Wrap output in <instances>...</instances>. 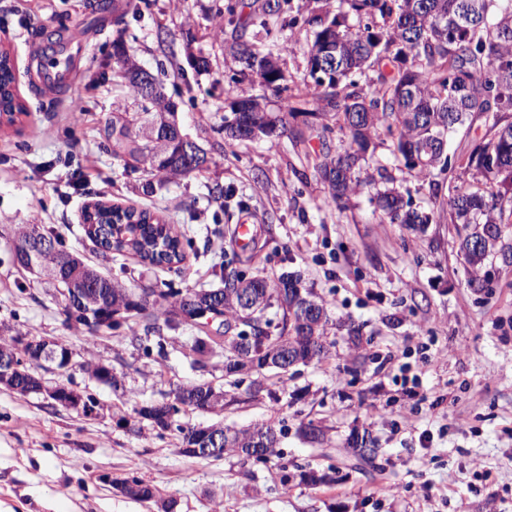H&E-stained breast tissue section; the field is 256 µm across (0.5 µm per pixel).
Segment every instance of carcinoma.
Returning <instances> with one entry per match:
<instances>
[{
	"label": "carcinoma",
	"instance_id": "carcinoma-1",
	"mask_svg": "<svg viewBox=\"0 0 512 512\" xmlns=\"http://www.w3.org/2000/svg\"><path fill=\"white\" fill-rule=\"evenodd\" d=\"M302 8L309 26V77L306 95L318 105L316 112H298L285 105L269 112L258 96H245L238 88H224L230 114L222 117L219 132L228 148L244 140L292 143L306 142L316 135L321 139L341 134L336 153H327L314 164L317 178L327 187V202L339 204L361 189L376 185L380 178L390 184L376 192V200L390 223L418 227L429 224L433 214L412 206V202L393 186L395 178L379 173L374 177L364 165L375 141L390 139L393 155L419 180L434 170L452 166L448 157V132L477 114L485 117L490 138L477 144L462 162L464 171L489 184L485 192L458 187L449 190L448 223L459 239L472 288L484 286L481 276L485 254L474 249V241L488 229L500 232V225L512 223V0H304ZM290 0H224L216 14L214 40L224 45V53L236 73L251 78L261 87L276 92L288 80L284 56L290 51L293 29L298 18L287 17ZM352 14L359 25H346ZM333 48L335 58L328 68H318L319 54ZM126 83V99L112 112L100 135L112 156L123 161L125 169L147 176L141 190L153 195L163 180L188 177L216 163L206 157L203 164L191 167L182 155L177 140V104L159 88L153 97L145 96L128 77L136 62L127 53L117 57ZM376 73L364 90L354 76L365 70ZM249 98L251 111L236 110L238 100ZM83 231L86 238L104 253H130L144 264L168 267L185 260L183 235L159 215L133 207L110 206L96 202L85 207ZM42 238L52 243L45 256L44 274L69 293L65 310L67 321L83 325L84 312L92 308L104 315L111 307L135 308L133 293L111 277L100 274L67 251L51 229ZM219 279L224 305L214 310L221 316L218 328L224 329V372L240 374L239 358L266 360L289 352L299 365L321 362L330 355L327 341L329 313L327 303L318 300L317 314L302 317L311 289L300 278L284 274L277 287L260 274L248 275L228 258L212 268ZM250 291L261 298L257 314L245 310L239 294ZM150 297L148 308L137 312L145 336L160 338L158 353L165 354L163 331L182 326L179 312L190 313L185 298L190 289L162 290L153 284L142 288ZM242 381L230 383L220 408L255 402L268 396L263 383L252 380L245 390ZM187 411L205 407L209 393L202 384L182 386L175 392ZM181 409L163 403L154 407L151 418L161 430L176 428L186 440V426L172 425L166 418ZM216 426L224 431V457H237L255 464L266 463L274 451L254 455L250 449L265 440L278 443L282 429L273 422H262L238 430ZM354 455L370 466L377 454L375 442L361 437L349 444ZM300 482L317 487L336 482V477L314 470H302Z\"/></svg>",
	"mask_w": 512,
	"mask_h": 512
}]
</instances>
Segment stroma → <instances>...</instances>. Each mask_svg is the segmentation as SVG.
I'll return each mask as SVG.
<instances>
[{"label": "stroma", "mask_w": 512, "mask_h": 512, "mask_svg": "<svg viewBox=\"0 0 512 512\" xmlns=\"http://www.w3.org/2000/svg\"><path fill=\"white\" fill-rule=\"evenodd\" d=\"M88 0H0V51L15 65L17 95L26 112L0 121V327L57 338L78 365L42 373L99 403L94 415L51 406L38 394L0 386V512H158L154 502L122 496L110 478L139 477L177 512H512V223L501 227L483 272L489 284L472 288L458 239L442 214L413 231L383 221L375 192L362 190L327 205L326 189L306 156L336 150L338 137L241 141L223 151L217 131L228 111L224 86L233 74L212 38V18L224 0H135L126 14L88 12ZM90 43L74 66L73 88L40 93L32 70L47 43L72 31ZM286 57L288 89L268 95L269 111L302 106L308 71V32L297 25ZM123 35L139 67L161 79L178 104L185 133L217 162L201 174L170 180L154 196L141 192V175L125 171L99 134L125 98L112 42ZM209 60L205 71L191 57ZM82 112L80 122L71 115ZM371 168L393 171L396 185L427 207L449 185L473 190L456 167L420 181L397 168L388 144L378 145ZM223 185L236 204L210 197ZM102 201L146 206L183 227L189 240L179 269H150L127 256L102 254L82 231V211ZM251 217L253 248L236 227ZM21 224L53 229L85 264L138 291L166 281L173 288H215V263L237 254L239 267L277 280L300 275L329 304L333 347L323 362L299 367L277 386L278 402L243 404L220 413L238 429L282 421L278 455L267 465L235 458L179 453L178 436L143 425L127 428L139 406L179 385L221 386L224 349L205 367L191 349L193 324L166 333V356L132 345L130 326L90 333L64 315L60 287L18 265L14 232ZM264 262L253 265V252ZM360 331L352 344L349 329ZM84 360L112 367L120 386L99 384L80 369ZM418 376L409 391L400 373ZM313 421L324 433L313 448L297 433ZM369 431L380 450L374 468L356 469L348 441ZM335 466V484L280 483L279 465Z\"/></svg>", "instance_id": "obj_1"}]
</instances>
